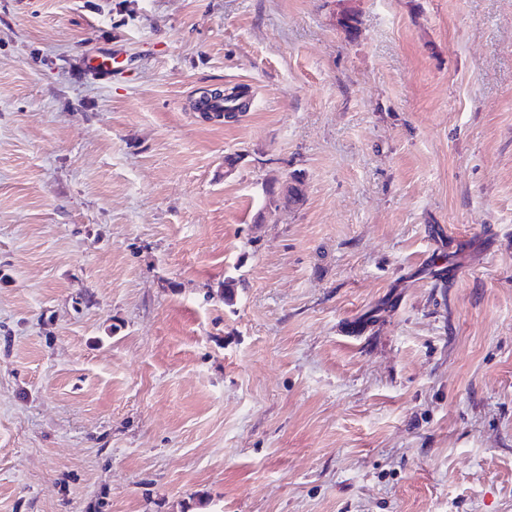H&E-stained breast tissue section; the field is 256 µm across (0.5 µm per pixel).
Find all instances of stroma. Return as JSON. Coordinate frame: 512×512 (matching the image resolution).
Wrapping results in <instances>:
<instances>
[{
  "label": "stroma",
  "mask_w": 512,
  "mask_h": 512,
  "mask_svg": "<svg viewBox=\"0 0 512 512\" xmlns=\"http://www.w3.org/2000/svg\"><path fill=\"white\" fill-rule=\"evenodd\" d=\"M350 5L0 0V512H512V0ZM224 96L223 98H219L220 105H212L215 108L220 110H224V112H244L247 108L245 101L243 100L241 92H234L231 94H224L221 89H206L202 91L198 100L203 101L204 103L212 102L214 97L216 96ZM200 110L198 111L200 116L210 122H223L228 120L229 118L225 117L224 112H212L209 109H205L199 103Z\"/></svg>",
  "instance_id": "1"
}]
</instances>
